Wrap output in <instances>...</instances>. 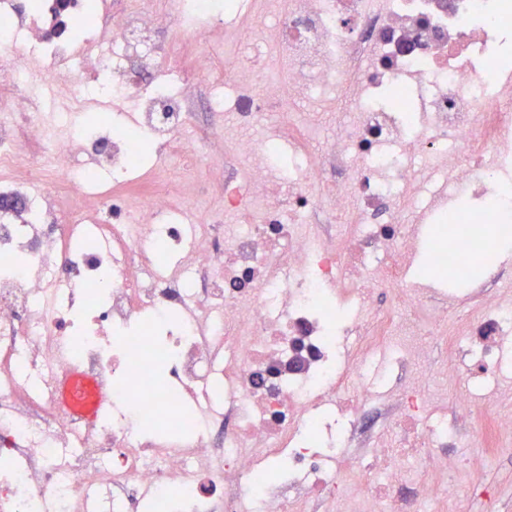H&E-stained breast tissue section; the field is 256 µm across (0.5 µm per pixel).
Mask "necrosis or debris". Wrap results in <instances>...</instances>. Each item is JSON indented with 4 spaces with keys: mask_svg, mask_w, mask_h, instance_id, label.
<instances>
[{
    "mask_svg": "<svg viewBox=\"0 0 512 512\" xmlns=\"http://www.w3.org/2000/svg\"><path fill=\"white\" fill-rule=\"evenodd\" d=\"M55 2L0 0V512H418L471 468L453 450L478 404L512 402V300L486 273L433 361L412 316L440 326L455 298L417 287L397 214L434 225L444 274L468 269L449 186L498 200L472 230L512 228V69L493 50L512 0H126L78 36L53 31ZM36 78L134 113L92 149L54 138L30 117ZM340 91L356 115L314 149L311 109ZM138 136L160 154L146 168ZM38 146L52 179L27 175ZM387 350L401 383L378 397ZM459 357L473 387L452 396L435 381ZM76 366L97 383L89 426L55 401Z\"/></svg>",
    "mask_w": 512,
    "mask_h": 512,
    "instance_id": "obj_1",
    "label": "necrosis or debris"
}]
</instances>
